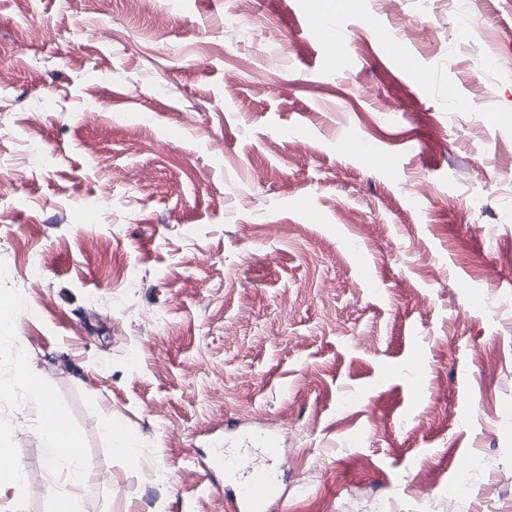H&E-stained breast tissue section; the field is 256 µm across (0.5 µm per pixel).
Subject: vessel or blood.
I'll return each mask as SVG.
<instances>
[{
  "mask_svg": "<svg viewBox=\"0 0 512 512\" xmlns=\"http://www.w3.org/2000/svg\"><path fill=\"white\" fill-rule=\"evenodd\" d=\"M311 25L324 45L323 66L328 69L338 68L345 50L343 42L321 17L312 16ZM341 148L346 153L360 155L380 167L390 169L395 165L393 159L371 151L362 142L352 138L344 140ZM248 451L245 445L237 449L220 448L212 459L213 469L223 470L225 476L235 480V512H282L286 499L280 493L267 465L254 463L242 466L241 458Z\"/></svg>",
  "mask_w": 512,
  "mask_h": 512,
  "instance_id": "obj_1",
  "label": "vessel or blood"
}]
</instances>
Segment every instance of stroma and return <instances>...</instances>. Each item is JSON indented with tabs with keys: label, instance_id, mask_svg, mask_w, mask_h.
Here are the masks:
<instances>
[{
	"label": "stroma",
	"instance_id": "obj_1",
	"mask_svg": "<svg viewBox=\"0 0 512 512\" xmlns=\"http://www.w3.org/2000/svg\"><path fill=\"white\" fill-rule=\"evenodd\" d=\"M311 8L0 0V366L44 379L90 472L49 466L2 378L43 489L0 512H228L210 450L261 429L290 512H512V67L448 51L512 57V0H349L334 70ZM341 148L345 153L360 155L370 163L380 167L391 169L396 165L393 159L371 151L367 146L356 139L350 138L344 140L341 144Z\"/></svg>",
	"mask_w": 512,
	"mask_h": 512
}]
</instances>
